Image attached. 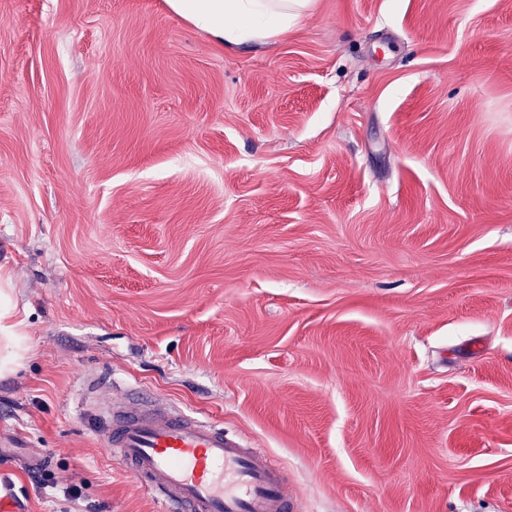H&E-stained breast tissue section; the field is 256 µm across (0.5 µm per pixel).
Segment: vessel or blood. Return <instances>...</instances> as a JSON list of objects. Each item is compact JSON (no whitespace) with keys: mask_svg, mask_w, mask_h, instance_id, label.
Listing matches in <instances>:
<instances>
[{"mask_svg":"<svg viewBox=\"0 0 512 512\" xmlns=\"http://www.w3.org/2000/svg\"><path fill=\"white\" fill-rule=\"evenodd\" d=\"M99 438L165 512H294L279 464L209 420L135 399L107 408Z\"/></svg>","mask_w":512,"mask_h":512,"instance_id":"1","label":"vessel or blood"}]
</instances>
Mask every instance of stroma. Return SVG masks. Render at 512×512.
<instances>
[{"label":"stroma","instance_id":"obj_1","mask_svg":"<svg viewBox=\"0 0 512 512\" xmlns=\"http://www.w3.org/2000/svg\"><path fill=\"white\" fill-rule=\"evenodd\" d=\"M0 512H161L137 393L296 512H512V0H315L227 47L164 0H0Z\"/></svg>","mask_w":512,"mask_h":512}]
</instances>
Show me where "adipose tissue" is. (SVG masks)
I'll use <instances>...</instances> for the list:
<instances>
[{"label":"adipose tissue","instance_id":"adipose-tissue-1","mask_svg":"<svg viewBox=\"0 0 512 512\" xmlns=\"http://www.w3.org/2000/svg\"><path fill=\"white\" fill-rule=\"evenodd\" d=\"M168 9L217 41L235 46L285 32L314 0H165Z\"/></svg>","mask_w":512,"mask_h":512}]
</instances>
